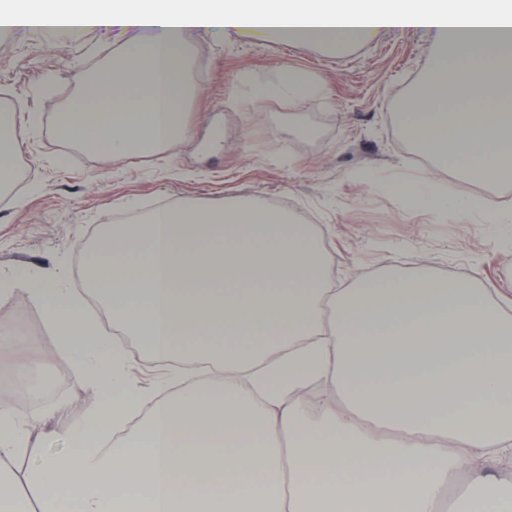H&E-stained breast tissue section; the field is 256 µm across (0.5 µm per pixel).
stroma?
Masks as SVG:
<instances>
[{
	"mask_svg": "<svg viewBox=\"0 0 512 512\" xmlns=\"http://www.w3.org/2000/svg\"><path fill=\"white\" fill-rule=\"evenodd\" d=\"M130 35L112 27L0 32V113H17L21 130L15 191L0 203V286L24 275L84 294L76 256L87 253L111 215H142L162 201L211 207L247 197L287 201L294 218L315 227L330 287L396 270L512 289V227L409 206L389 188L395 180L429 179L448 196L512 208V186L433 171L405 131L415 86L443 47L433 30L391 28L340 53L251 32L187 31L185 68L197 93L183 113V138L166 151L117 160L64 141L54 120L80 88V75L124 51ZM291 67L308 75L310 95L254 98L255 87L279 81ZM362 172L367 180H359ZM1 327L23 341L0 346V367L18 369L25 352L38 353L40 379L64 408L46 419L41 397L27 394L12 409L21 431L46 453L65 454L69 427L93 406L85 372L27 293L0 300ZM128 369L143 388L165 380L173 392L224 376L215 367L189 373L135 350Z\"/></svg>",
	"mask_w": 512,
	"mask_h": 512,
	"instance_id": "35a3bbf8",
	"label": "stroma"
}]
</instances>
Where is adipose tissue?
I'll return each instance as SVG.
<instances>
[{
	"mask_svg": "<svg viewBox=\"0 0 512 512\" xmlns=\"http://www.w3.org/2000/svg\"><path fill=\"white\" fill-rule=\"evenodd\" d=\"M147 28L62 115V137L120 159L184 134L196 92L178 69L182 34L224 28L335 46L425 27L446 45L418 81L409 132L437 170L512 179V0H17L0 27ZM397 195L512 224L482 197L429 183ZM90 293L158 359L222 367L220 383L153 393L93 335L80 298L31 288L45 320L96 385L62 456L31 445L0 410V512H512V484L444 495L461 472L512 451V299L422 273L325 287L315 228L256 200L175 205L116 224L86 263ZM331 383L317 407L300 395ZM28 459L22 472L9 465Z\"/></svg>",
	"mask_w": 512,
	"mask_h": 512,
	"instance_id": "ef3b65f1",
	"label": "adipose tissue"
}]
</instances>
